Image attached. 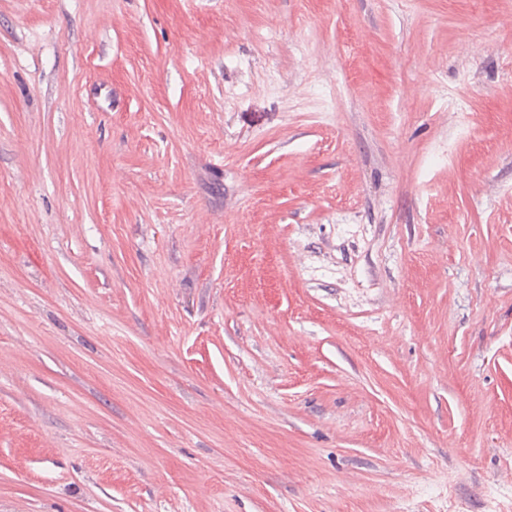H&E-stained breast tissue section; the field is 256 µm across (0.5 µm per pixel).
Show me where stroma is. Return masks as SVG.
I'll return each mask as SVG.
<instances>
[{"label":"stroma","mask_w":512,"mask_h":512,"mask_svg":"<svg viewBox=\"0 0 512 512\" xmlns=\"http://www.w3.org/2000/svg\"><path fill=\"white\" fill-rule=\"evenodd\" d=\"M0 512H512V0H0Z\"/></svg>","instance_id":"35a3bbf8"}]
</instances>
